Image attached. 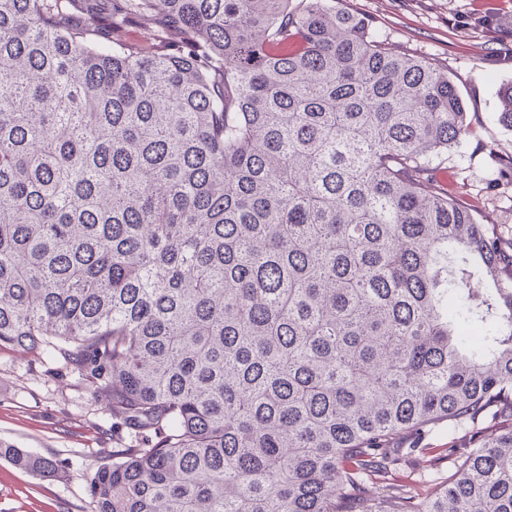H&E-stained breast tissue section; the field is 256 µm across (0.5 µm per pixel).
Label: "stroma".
Wrapping results in <instances>:
<instances>
[{
    "label": "stroma",
    "instance_id": "35a3bbf8",
    "mask_svg": "<svg viewBox=\"0 0 512 512\" xmlns=\"http://www.w3.org/2000/svg\"><path fill=\"white\" fill-rule=\"evenodd\" d=\"M372 19L390 47L431 59L455 83L471 133L433 164L449 194L480 223L512 240V131L497 121L498 91L512 81V0H343ZM133 431L113 426L105 394L62 362L21 348L0 349V444L53 460L44 478L0 458V512H92L89 483L97 466ZM409 451L386 486L422 490L447 480L449 464L429 462L433 448L465 452L462 434L435 429L409 435Z\"/></svg>",
    "mask_w": 512,
    "mask_h": 512
}]
</instances>
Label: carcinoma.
Listing matches in <instances>:
<instances>
[{"instance_id": "1", "label": "carcinoma", "mask_w": 512, "mask_h": 512, "mask_svg": "<svg viewBox=\"0 0 512 512\" xmlns=\"http://www.w3.org/2000/svg\"><path fill=\"white\" fill-rule=\"evenodd\" d=\"M93 2L0 0V348L137 434L94 512H512V247L432 166L448 74L336 0ZM443 423L446 485L381 492Z\"/></svg>"}]
</instances>
